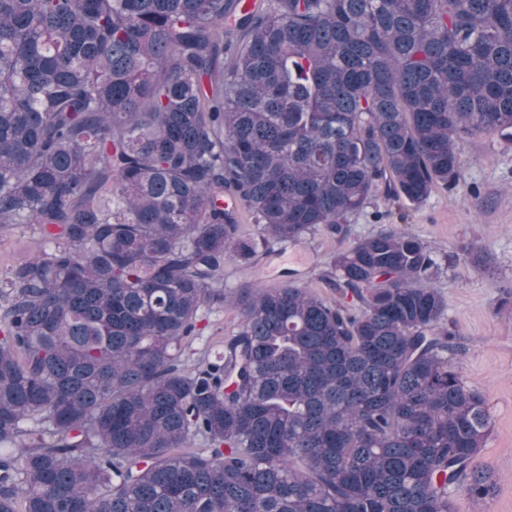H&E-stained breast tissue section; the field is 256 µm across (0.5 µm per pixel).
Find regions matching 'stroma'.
<instances>
[{
    "instance_id": "1",
    "label": "stroma",
    "mask_w": 512,
    "mask_h": 512,
    "mask_svg": "<svg viewBox=\"0 0 512 512\" xmlns=\"http://www.w3.org/2000/svg\"><path fill=\"white\" fill-rule=\"evenodd\" d=\"M382 223L418 236L434 251L441 265L437 286L448 303L445 321L464 347L460 371L484 393L491 418L478 465L492 474L493 486L478 507L455 491L453 510L512 512V140L469 139L459 149L455 183L436 186L418 206L375 197L350 217L346 235L315 234L295 243L298 260L284 261L276 249L250 268L227 264L224 291L234 294L244 283L274 288L291 272L298 286L330 296L322 274L331 257Z\"/></svg>"
}]
</instances>
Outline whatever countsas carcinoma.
<instances>
[{
	"label": "carcinoma",
	"instance_id": "obj_1",
	"mask_svg": "<svg viewBox=\"0 0 512 512\" xmlns=\"http://www.w3.org/2000/svg\"><path fill=\"white\" fill-rule=\"evenodd\" d=\"M512 139V0H0V512H452L491 432L434 252L391 226L323 276L224 266L344 232ZM240 204L258 225L241 233ZM43 243L41 238L32 229L15 227L0 234V273H4L21 254H36ZM206 318L207 320L204 322L206 328L202 337L194 341V348L201 349L207 344H217L218 341L224 339V336H229L236 331L241 320L238 311L227 303L221 308L208 312Z\"/></svg>",
	"mask_w": 512,
	"mask_h": 512
}]
</instances>
